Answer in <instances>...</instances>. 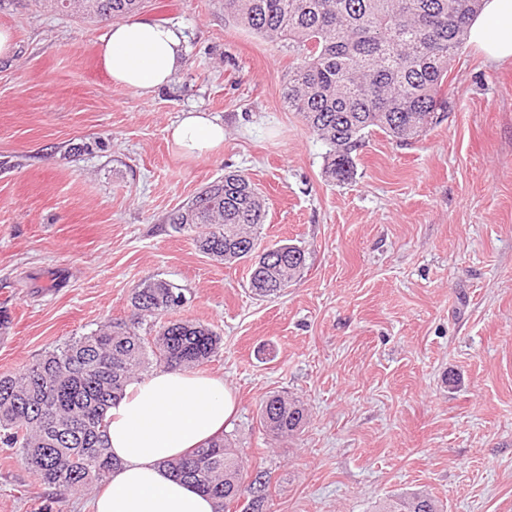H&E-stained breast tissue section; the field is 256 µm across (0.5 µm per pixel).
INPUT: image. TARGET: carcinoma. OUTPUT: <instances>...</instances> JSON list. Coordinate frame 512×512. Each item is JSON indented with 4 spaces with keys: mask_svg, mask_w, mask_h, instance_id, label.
Listing matches in <instances>:
<instances>
[{
    "mask_svg": "<svg viewBox=\"0 0 512 512\" xmlns=\"http://www.w3.org/2000/svg\"><path fill=\"white\" fill-rule=\"evenodd\" d=\"M144 0H41L50 10L88 19L120 20ZM482 0H224V16L270 42H288L297 63L282 86L283 106L329 147L326 173L353 174V153L379 131L399 143L424 135L448 109V68L467 43ZM265 202L236 172L202 187L167 216L179 230H197L199 250L233 263L258 250L254 230ZM269 265L251 267L249 287L260 297L280 294L306 265L305 250L281 245ZM186 303L164 280L141 284L132 296L130 322H108L46 352L19 375L0 376V446L15 451L40 482L61 494L84 492L106 480L114 462L105 444V413L126 387L152 366L194 369L216 353L221 337L209 327L164 316ZM150 320L154 335L139 325ZM308 422L298 401L273 392L260 423L275 437L293 436ZM226 512L238 502L247 471L226 434L167 463ZM249 512H263L267 482H250ZM377 512H442L430 494L394 495Z\"/></svg>",
    "mask_w": 512,
    "mask_h": 512,
    "instance_id": "cac0c4a2",
    "label": "carcinoma"
}]
</instances>
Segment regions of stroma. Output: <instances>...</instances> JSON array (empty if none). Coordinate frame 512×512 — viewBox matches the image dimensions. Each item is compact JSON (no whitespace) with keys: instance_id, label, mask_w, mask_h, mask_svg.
Segmentation results:
<instances>
[{"instance_id":"obj_1","label":"stroma","mask_w":512,"mask_h":512,"mask_svg":"<svg viewBox=\"0 0 512 512\" xmlns=\"http://www.w3.org/2000/svg\"><path fill=\"white\" fill-rule=\"evenodd\" d=\"M139 16L185 35L184 67L147 97L104 78L108 22L0 0L16 44L0 59V375L129 320L134 289L164 279L187 299L174 318L222 339L202 370L234 392L225 432L266 473L267 512H375L420 490L445 512H512V61L465 46L442 121L409 145L369 135L339 183L282 104L287 43L225 23L221 0ZM189 110L223 122L219 152L173 147ZM228 171L266 198L260 248L306 252L280 297L166 222ZM271 392L307 408L294 437L261 426ZM49 506L92 512L0 447V512Z\"/></svg>"}]
</instances>
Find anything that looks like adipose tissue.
<instances>
[{
  "instance_id": "1",
  "label": "adipose tissue",
  "mask_w": 512,
  "mask_h": 512,
  "mask_svg": "<svg viewBox=\"0 0 512 512\" xmlns=\"http://www.w3.org/2000/svg\"><path fill=\"white\" fill-rule=\"evenodd\" d=\"M468 41L489 60L512 59V0H483ZM180 28L130 19L112 24L98 59L113 84L148 96L167 86L184 64ZM169 137L189 156L218 152L224 125L205 112H187ZM235 400L223 378L195 370L158 368L130 384L106 411V439L116 462L94 495V512H214L211 499L171 474L168 460L223 431Z\"/></svg>"
}]
</instances>
